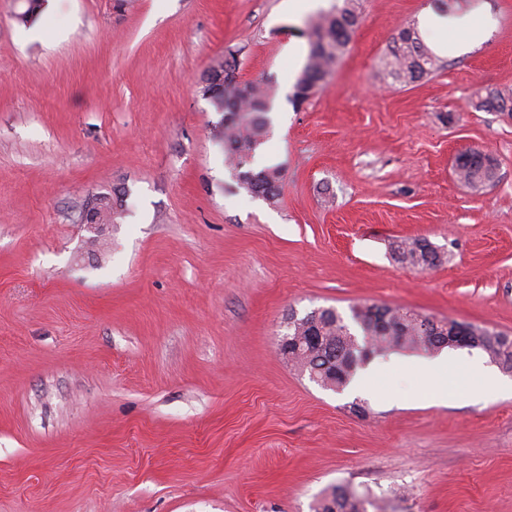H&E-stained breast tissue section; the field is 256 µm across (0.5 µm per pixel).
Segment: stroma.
<instances>
[{"mask_svg": "<svg viewBox=\"0 0 512 512\" xmlns=\"http://www.w3.org/2000/svg\"><path fill=\"white\" fill-rule=\"evenodd\" d=\"M491 37L392 78L389 46L436 0H361L323 86L293 103L308 15L286 0H0V512H314L338 485L382 512H512V396L479 351L366 367L332 390L281 355L289 314L403 308L512 336V0ZM275 85L258 166L278 204L236 192L200 92L220 57ZM478 149L495 179L456 175ZM108 196L115 223L82 214ZM440 262H399L401 241ZM478 108L488 112H512V93L490 89L481 97Z\"/></svg>", "mask_w": 512, "mask_h": 512, "instance_id": "stroma-1", "label": "stroma"}]
</instances>
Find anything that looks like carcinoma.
Instances as JSON below:
<instances>
[{"instance_id":"1","label":"carcinoma","mask_w":512,"mask_h":512,"mask_svg":"<svg viewBox=\"0 0 512 512\" xmlns=\"http://www.w3.org/2000/svg\"><path fill=\"white\" fill-rule=\"evenodd\" d=\"M25 8L14 14L20 25L33 23L39 15L40 0H24ZM356 0H342V5L328 14L309 22L310 52L307 62L294 84L293 100L302 103L324 82L351 41L358 24ZM390 74L400 82H415L429 74L435 66L434 57L411 28L399 31L389 49ZM209 70L218 80L211 87H201L215 111L224 113V124L216 138L224 146V161L231 172L235 188L259 197L271 204L280 197L281 169L277 166L256 168L259 148L269 133L270 102L274 87L264 80L242 82L237 75V61L226 58L214 62ZM478 108L488 112H512V93L490 89L481 97ZM496 165L489 156L461 155L457 159V177L473 187H479L495 177ZM93 212L105 224L112 223V202L107 196H97L90 203ZM398 260L424 269L439 259L433 248L423 251L417 243L397 247ZM420 315L400 308L382 305L351 307L350 318L333 308H317L297 318L287 335L314 336L315 344L305 342L292 353L289 361L301 371L318 377L332 389H342L356 371L373 356L385 355L395 349L439 351L452 349L443 344L450 335L444 322L430 330L423 329ZM490 360L512 363V339L494 330H485V343L478 347ZM368 512L377 508L365 494L347 486H338L323 497L317 512Z\"/></svg>"}]
</instances>
